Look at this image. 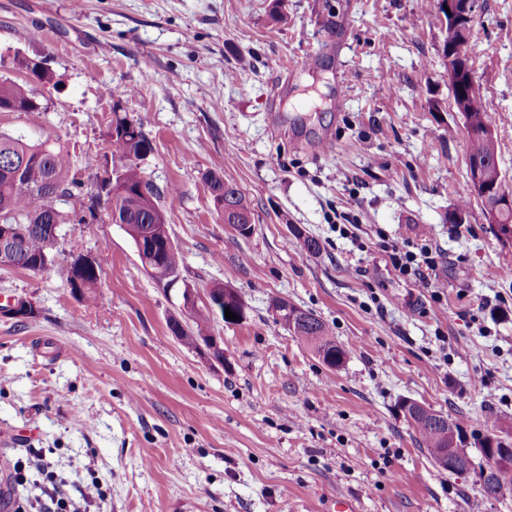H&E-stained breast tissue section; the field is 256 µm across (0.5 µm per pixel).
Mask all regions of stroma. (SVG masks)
Wrapping results in <instances>:
<instances>
[{
	"label": "stroma",
	"instance_id": "1",
	"mask_svg": "<svg viewBox=\"0 0 512 512\" xmlns=\"http://www.w3.org/2000/svg\"><path fill=\"white\" fill-rule=\"evenodd\" d=\"M469 45L512 182V0H478ZM0 0V79L29 88L38 112H0V132L104 151L110 87L154 143L142 163L183 256L182 282L158 283L106 213L72 219L97 260L98 299L73 295L64 266L0 268V512L27 506L15 471L44 449L75 512H512L484 499L420 447L399 410L413 400L482 433L512 435V241L466 187V137L442 33L421 0ZM38 59L43 85L12 63ZM333 149L321 153L323 138ZM232 178L249 235L224 222L207 173ZM177 195H167L168 187ZM347 233H340L339 225ZM300 228L321 244L301 249ZM428 232L441 254L438 296L395 271L382 241ZM233 288L243 317H212L224 350L169 328L184 284ZM320 316L347 356L327 367L275 323L274 300ZM101 480L103 498L83 488Z\"/></svg>",
	"mask_w": 512,
	"mask_h": 512
}]
</instances>
